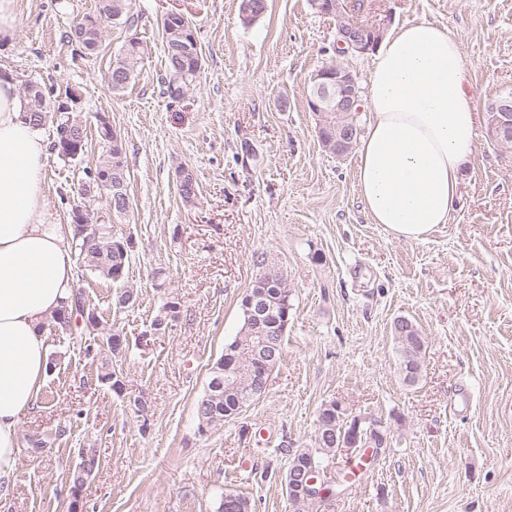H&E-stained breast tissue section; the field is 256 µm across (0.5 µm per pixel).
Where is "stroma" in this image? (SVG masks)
I'll list each match as a JSON object with an SVG mask.
<instances>
[{"label":"stroma","instance_id":"stroma-1","mask_svg":"<svg viewBox=\"0 0 512 512\" xmlns=\"http://www.w3.org/2000/svg\"><path fill=\"white\" fill-rule=\"evenodd\" d=\"M0 66L35 79L52 102L75 91L87 128L83 154L49 153L47 205L72 221V190L98 162L97 117L121 137L130 212L112 221L132 239L122 285L76 278L101 332L122 330L128 352L116 394L98 378L84 326L46 325L54 363L20 437L47 445L19 455L12 499L0 512H218L222 494L254 512H295L285 486L290 455L313 446L323 404L367 414L386 430L380 460L317 512H512V150L488 135L486 104L512 91V0H366L363 20L393 29L421 20L445 27L464 50L479 115L449 223L424 241L398 240L371 223L355 187L356 151L321 146L308 99L312 73L335 58L336 21L310 0H268L243 23L240 0H132L134 26H107L98 51L70 43L73 22L96 0H18ZM193 23L202 66L180 98L160 81L161 22ZM144 46L129 87L107 88L110 62L129 37ZM192 169L197 200L178 192ZM267 252L293 297L283 357L266 394L238 418L199 431L195 403L241 325L240 301ZM133 290L129 308L115 304ZM180 318L150 334L166 302ZM412 320L426 340L422 373L407 384L392 327ZM470 409L450 411L456 384ZM142 395L148 410H132ZM100 462L80 492L77 451Z\"/></svg>","mask_w":512,"mask_h":512}]
</instances>
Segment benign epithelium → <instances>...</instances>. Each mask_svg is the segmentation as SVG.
I'll return each mask as SVG.
<instances>
[{"mask_svg":"<svg viewBox=\"0 0 512 512\" xmlns=\"http://www.w3.org/2000/svg\"><path fill=\"white\" fill-rule=\"evenodd\" d=\"M312 7L322 15L336 18V43L334 53L339 56L348 53H365L375 49L384 33L383 24L361 21L354 17L357 4L353 0H311ZM313 98L310 100L314 112H336L348 115L352 112L363 111L360 90L356 77L341 64L331 62L318 69L312 76ZM497 112L495 125L490 134L495 139L512 138V95L500 98L494 105ZM323 147L336 155L342 156L353 147V137L350 130L336 138L322 140ZM59 156L65 160L77 158L79 149L76 148L71 135L64 134L55 143ZM110 186L108 177L90 174L89 183L85 184L82 196L86 199H96L95 192ZM96 216L97 223L107 224L112 220V213L94 212L92 209L80 208L73 213V226L79 233L85 232L86 225L92 223L91 216ZM245 310L251 331L238 340L230 355L229 365L224 375L217 377L211 385L215 392L228 389L245 395L246 399L262 398L268 388L270 376L266 372H256L254 367L265 362L274 354L272 336L267 329L269 306L264 296L249 294L245 300ZM385 445L383 434L375 436V440H361L357 435L346 434L341 437L340 452L351 454L357 448L370 446L371 443Z\"/></svg>","mask_w":512,"mask_h":512,"instance_id":"benign-epithelium-1","label":"benign epithelium"}]
</instances>
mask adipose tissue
<instances>
[{"label": "adipose tissue", "instance_id": "ef3b65f1", "mask_svg": "<svg viewBox=\"0 0 512 512\" xmlns=\"http://www.w3.org/2000/svg\"><path fill=\"white\" fill-rule=\"evenodd\" d=\"M371 120L358 147L356 188L372 223L426 240L448 223L479 117L464 50L429 21L393 29L372 58L363 96ZM48 142L32 125L16 77L0 67V500L12 498L18 426L44 383V325L75 277L72 229L51 218Z\"/></svg>", "mask_w": 512, "mask_h": 512}]
</instances>
